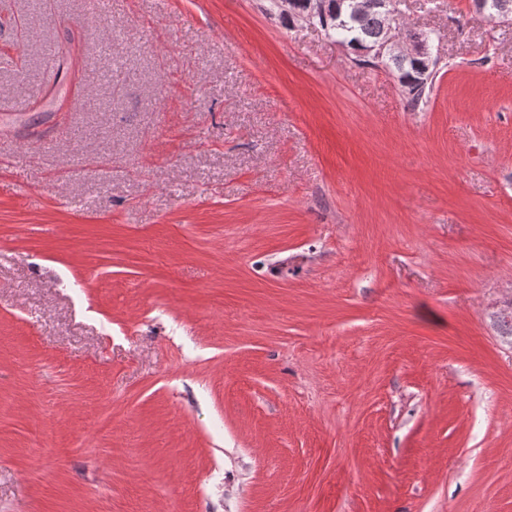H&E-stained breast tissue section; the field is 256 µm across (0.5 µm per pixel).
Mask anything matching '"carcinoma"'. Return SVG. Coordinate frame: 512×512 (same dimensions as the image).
Returning a JSON list of instances; mask_svg holds the SVG:
<instances>
[{
  "label": "carcinoma",
  "mask_w": 512,
  "mask_h": 512,
  "mask_svg": "<svg viewBox=\"0 0 512 512\" xmlns=\"http://www.w3.org/2000/svg\"><path fill=\"white\" fill-rule=\"evenodd\" d=\"M268 2L290 24L308 20L320 26L337 45L354 54L356 61L396 71L399 85L412 109H419L428 102L437 70L430 66L426 56L421 53L409 57L392 54L381 60H373L360 53V49L366 46L384 42L389 28L396 25L395 14L378 7L376 0H323L327 7L315 11L311 16L307 11L309 0ZM47 51L62 67L72 54L71 39L53 44Z\"/></svg>",
  "instance_id": "cac0c4a2"
}]
</instances>
